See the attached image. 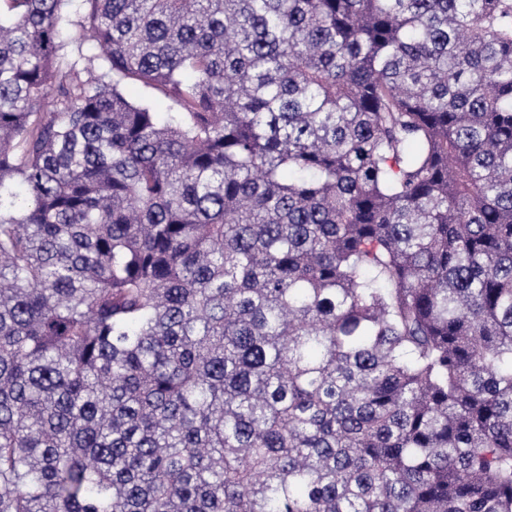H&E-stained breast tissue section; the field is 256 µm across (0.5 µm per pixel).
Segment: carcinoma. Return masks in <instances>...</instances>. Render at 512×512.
<instances>
[{"instance_id":"cac0c4a2","label":"carcinoma","mask_w":512,"mask_h":512,"mask_svg":"<svg viewBox=\"0 0 512 512\" xmlns=\"http://www.w3.org/2000/svg\"><path fill=\"white\" fill-rule=\"evenodd\" d=\"M63 2L0 0V512H512V0Z\"/></svg>"}]
</instances>
